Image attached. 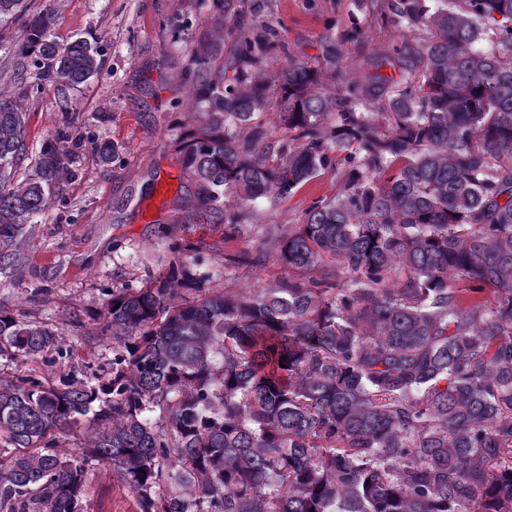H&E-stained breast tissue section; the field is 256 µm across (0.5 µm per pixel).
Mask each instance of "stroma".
Listing matches in <instances>:
<instances>
[{
  "label": "stroma",
  "instance_id": "35a3bbf8",
  "mask_svg": "<svg viewBox=\"0 0 512 512\" xmlns=\"http://www.w3.org/2000/svg\"><path fill=\"white\" fill-rule=\"evenodd\" d=\"M356 0H245L270 18L290 58L330 72L329 50L360 21L366 43L341 47L351 80L366 83L371 58L390 53L401 40L391 25L375 23L377 0L356 8ZM49 9L53 35L67 43L98 38L99 74L74 88L60 89L39 79L35 68L15 71L14 44L21 23L0 22V93L19 98L28 116L27 156L18 175L34 164L50 130L65 120L83 137L72 177L64 180L37 224L22 241L18 260L0 275V308L52 330L71 352L76 368L112 359V341L95 335L104 293L125 285L141 286L147 274L165 272L177 244H192L210 270L211 288L244 290L287 276L275 259L250 268L246 276L224 273L225 251H251L255 237L228 242L220 224L184 221L175 205L154 203L151 184L179 176L174 147L189 128L197 101L187 69L198 44L210 40L232 54L212 5L205 0H34ZM119 147L112 163H102L97 143ZM333 174L305 184L279 205H254L257 223L276 232L298 223L313 200L332 194ZM81 512H140L134 493L113 469L89 463Z\"/></svg>",
  "mask_w": 512,
  "mask_h": 512
}]
</instances>
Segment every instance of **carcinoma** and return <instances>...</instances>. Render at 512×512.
I'll return each mask as SVG.
<instances>
[{"mask_svg": "<svg viewBox=\"0 0 512 512\" xmlns=\"http://www.w3.org/2000/svg\"><path fill=\"white\" fill-rule=\"evenodd\" d=\"M233 55L200 44L197 126L180 138L187 221L253 223L326 172L336 191L264 231L255 254L298 272L213 290L190 245L165 273L114 288L94 336L112 362L86 380L46 326L0 309V512H79L86 463L118 471L141 512H512V0H385L377 19L419 33L359 86L288 58L271 22L212 0ZM18 18V70L75 87L98 75L94 39L62 44L49 11ZM285 63L269 84L252 75ZM232 75H227V71ZM374 100L384 123L366 111ZM276 110L282 135L264 126ZM26 112L0 95V273L83 147L56 127L20 182ZM84 420L79 451L58 436Z\"/></svg>", "mask_w": 512, "mask_h": 512, "instance_id": "cac0c4a2", "label": "carcinoma"}]
</instances>
